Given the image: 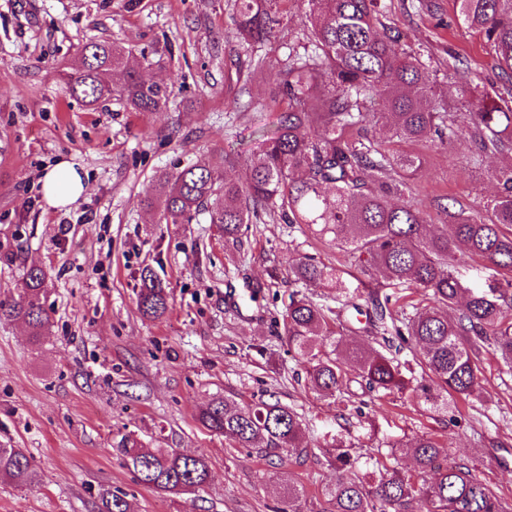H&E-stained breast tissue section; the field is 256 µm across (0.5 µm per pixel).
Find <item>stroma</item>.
<instances>
[{"mask_svg":"<svg viewBox=\"0 0 512 512\" xmlns=\"http://www.w3.org/2000/svg\"><path fill=\"white\" fill-rule=\"evenodd\" d=\"M431 85L456 106L455 88L496 96L505 80L484 35L468 29L454 0H384ZM305 0H286L269 51L303 52ZM116 42L170 91L161 112H132L119 98L86 106L62 72L90 42ZM462 59L448 64L449 52ZM250 52L233 21V0H0V298L21 294L30 267L43 268L50 326L32 339L24 322L0 320V446L33 459L34 483L0 480V512H97L102 490L127 494L135 512H286V482L303 485L304 512H322V488L335 480L317 445L341 439L351 457L396 453L413 471L409 446L438 437L512 508V369L486 346L474 396L439 413L418 392L388 395L351 384L348 399L324 401L297 382L303 363L288 351L284 314L292 294L335 306L322 282L297 280L300 257L336 267L348 287L336 322L353 342L367 334L356 308L371 293L391 298L393 313L423 299V289L386 283L377 270L325 239L264 212L225 240L204 216L169 224L144 201L161 178L222 152L238 155L228 175L245 180V158L274 129L284 104L271 103L249 74ZM249 95H241V87ZM423 157L408 182L430 227L437 202L457 199L481 211L498 192L497 160L475 166L467 138L443 149L430 141L389 144ZM74 162L87 188L54 208L39 180L59 158ZM151 267L169 297L159 319L138 309L140 272ZM235 303H227L228 293ZM278 401L301 414L315 448L277 466L207 430L198 413L216 395ZM132 433L149 448L203 456L209 485L172 498L141 484L115 447Z\"/></svg>","mask_w":512,"mask_h":512,"instance_id":"35a3bbf8","label":"stroma"}]
</instances>
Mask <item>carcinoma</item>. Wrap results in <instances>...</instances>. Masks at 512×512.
Here are the masks:
<instances>
[{
  "instance_id": "carcinoma-1",
  "label": "carcinoma",
  "mask_w": 512,
  "mask_h": 512,
  "mask_svg": "<svg viewBox=\"0 0 512 512\" xmlns=\"http://www.w3.org/2000/svg\"><path fill=\"white\" fill-rule=\"evenodd\" d=\"M283 2L234 0L243 45L253 49L275 40ZM455 3L463 23L484 33L510 80L505 91L512 96V0ZM307 4L311 50L284 60L251 58V74L265 80L269 100H285L288 109L247 157L249 179L241 183L222 174L239 163L234 154L201 158L160 182L161 215L168 223L188 224L204 214L224 238L236 242L253 216L275 208L287 223L330 237L344 252L366 256L388 281L425 290L428 304L416 307L398 327H388L380 305L368 317L370 329L382 335L386 354L341 337L326 350L335 311L304 296L291 297L285 319L288 347L307 363L306 385L316 395L334 401L348 392L349 362L357 368L356 383L370 391L408 389L410 379L396 358L400 348L387 337L392 329L401 342L414 344L417 365L432 374L433 385H419L425 400L435 405L443 393L470 397L478 386L479 355L486 342L493 341L495 352L512 368V279L487 289L470 288L454 271L467 256L512 272V108L474 95L463 82L457 94L465 111H448V101L436 95L421 63L404 47L400 30L380 21L382 0ZM141 67L126 48L94 42L84 47L81 65L65 73L64 80L71 94L89 105L117 95L134 112H160L169 99L168 87L144 79ZM379 131L411 142L436 138L448 148L466 132L474 164L490 156L499 159L494 171L499 193L481 213L448 200L440 205L441 230L424 233L426 220L404 192L407 176L424 160L386 153L376 137ZM292 273L299 280H324L344 293L334 267L299 258ZM140 281L139 310L150 318L163 317L169 302L161 281L148 268L142 269ZM45 287V273L30 268L23 293L0 299V319L22 320L30 335H42L49 326ZM199 421L265 459L282 462L308 451L301 415L277 401L215 397ZM116 451L141 483L170 497L199 491L210 478L204 457L173 448L147 449L132 433L121 438ZM410 452L415 473L379 460L367 481L358 460L345 452L337 455L336 481L321 490L328 512H506L496 493L467 467L449 462L433 437H419ZM33 476L23 449L0 448L1 479L26 485ZM99 512H133V506L124 494L104 490Z\"/></svg>"
}]
</instances>
